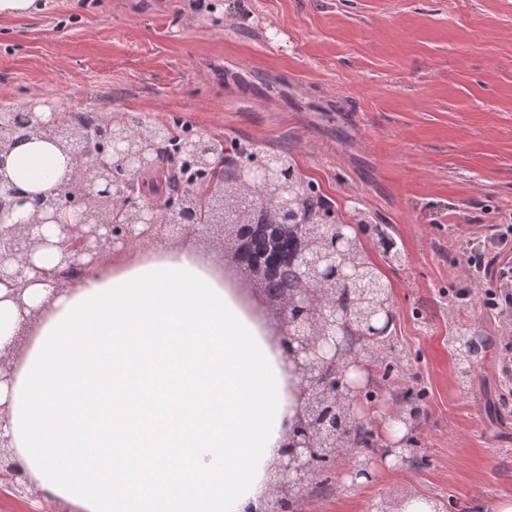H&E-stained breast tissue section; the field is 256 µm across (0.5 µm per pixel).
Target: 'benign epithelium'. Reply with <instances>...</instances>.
I'll list each match as a JSON object with an SVG mask.
<instances>
[{"label":"benign epithelium","instance_id":"1","mask_svg":"<svg viewBox=\"0 0 512 512\" xmlns=\"http://www.w3.org/2000/svg\"><path fill=\"white\" fill-rule=\"evenodd\" d=\"M11 125L12 115L1 112L0 286L10 291L20 312L27 309L23 291L33 282L56 293L75 286L79 279L72 269L102 270L119 248L167 240L166 228L203 236L219 248L209 259L239 292L263 299L262 323L289 357L297 380L300 410L270 475L275 501H263L259 512H292L326 469L343 466L367 474L370 457L380 448L377 423L363 411L366 383L357 373L367 369L368 358L394 345L396 310L389 288L367 315L349 298L337 304L344 290H377L351 260L354 240L365 238L359 226L340 223L330 206L309 209L299 179L279 166L277 156L255 147L224 163L222 188L209 193L202 225L182 224L179 215L196 187L152 206L135 199L139 175L158 168L164 129L147 126L132 135L127 114L108 112L101 120L108 138L103 144L93 128L58 111L30 113L28 132L33 139L53 141L72 168L42 193L44 203L30 210V222L20 224L15 216L33 195L7 171L14 149ZM35 224L53 225L56 240L33 235ZM48 247L57 262L40 266L35 255ZM285 267L296 286L268 293L269 275Z\"/></svg>","mask_w":512,"mask_h":512}]
</instances>
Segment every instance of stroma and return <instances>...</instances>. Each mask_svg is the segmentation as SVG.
<instances>
[{"label":"stroma","mask_w":512,"mask_h":512,"mask_svg":"<svg viewBox=\"0 0 512 512\" xmlns=\"http://www.w3.org/2000/svg\"><path fill=\"white\" fill-rule=\"evenodd\" d=\"M45 0L0 17V99L35 93L77 108L179 115L202 136L288 150L322 202L348 222L387 226L406 257L385 268L396 306V392L427 397L405 436L415 492L492 512L512 496V391L502 348L512 316L461 290L512 215V0ZM494 345L460 385L449 327ZM368 484L346 471L299 512H369L405 494L375 456Z\"/></svg>","instance_id":"stroma-1"}]
</instances>
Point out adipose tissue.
<instances>
[{"label": "adipose tissue", "instance_id": "adipose-tissue-1", "mask_svg": "<svg viewBox=\"0 0 512 512\" xmlns=\"http://www.w3.org/2000/svg\"><path fill=\"white\" fill-rule=\"evenodd\" d=\"M67 160L50 142L9 170L40 192ZM41 309L0 382L13 458L54 501L81 512H247L300 407L290 364L225 290L175 244L89 276L67 293L28 286Z\"/></svg>", "mask_w": 512, "mask_h": 512}]
</instances>
